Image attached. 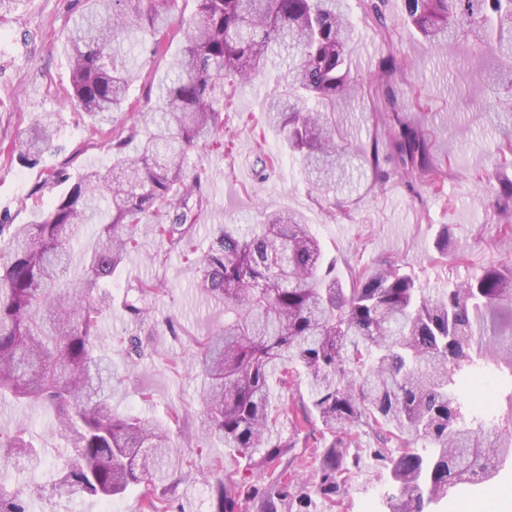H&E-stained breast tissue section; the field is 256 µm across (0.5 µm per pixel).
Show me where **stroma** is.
<instances>
[{
	"label": "stroma",
	"instance_id": "stroma-1",
	"mask_svg": "<svg viewBox=\"0 0 512 512\" xmlns=\"http://www.w3.org/2000/svg\"><path fill=\"white\" fill-rule=\"evenodd\" d=\"M354 22L350 53L353 93L336 105V125L351 156V174L325 200L304 178L299 165L284 151L282 133L269 126L264 112L275 90V77L287 76V54L272 58L264 73L236 84L224 112V127L233 145L222 154L201 145L188 157L190 173L200 175L206 203L197 215L190 242L170 248L149 224L139 225L126 260L112 276V306L101 322L98 352L112 358L122 381L112 393V408L155 423L179 411L181 429L173 438L175 451L193 455L197 467L173 472L180 512H214L209 490L213 461L239 468L234 449L203 430L204 376L193 364L194 338L207 336L224 324V307L195 287L192 260L203 256L219 225L236 224L241 231L260 221L262 210L296 211L317 234L327 256L336 260V276L349 282L354 269H371L388 261L415 275L420 287L444 288L465 281L490 262L512 264V209L493 213L501 178L512 179V164L500 166L496 148L512 133V114L497 109L485 73L499 60L489 45L463 41L440 49L428 45L407 22L402 0H387L386 25L366 16L362 0H348ZM85 0H12L0 15V222L27 224L35 218L30 196L42 186L44 203L53 202L60 187L47 178L61 166L71 175L95 166L110 172L107 137L91 120L76 112L65 98L69 60L63 44ZM196 14L194 0H176L167 23L165 55L139 50L128 92L135 109L148 111L161 102L163 86L173 78L170 68L184 45V31ZM395 60L392 96L370 98L367 89L379 79L380 67ZM44 112L60 115L53 146L34 166L12 160L10 146ZM397 112L428 135L434 153L448 172L443 185L417 182L406 186L392 179L374 183L364 150L383 133L381 116ZM275 157L262 170L257 147ZM449 226L461 258L437 259L435 243ZM156 285L157 296L145 302L147 325L141 335L144 354L128 358L119 343L134 325L125 308L136 300L139 283ZM26 426L43 453L41 466L22 468L0 458V482L21 492L30 512H102V498L66 489L60 477L70 446L56 435L53 412L42 405L23 406L0 398V432ZM373 436L361 438L362 470L350 493L333 512H365L372 491L388 492L369 455ZM512 494V471L492 482L452 493L444 512H496L498 499Z\"/></svg>",
	"mask_w": 512,
	"mask_h": 512
}]
</instances>
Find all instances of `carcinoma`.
Instances as JSON below:
<instances>
[{"instance_id":"carcinoma-1","label":"carcinoma","mask_w":512,"mask_h":512,"mask_svg":"<svg viewBox=\"0 0 512 512\" xmlns=\"http://www.w3.org/2000/svg\"><path fill=\"white\" fill-rule=\"evenodd\" d=\"M66 37L71 60L69 99L98 126L124 109L134 57L115 44L153 39L161 51L164 16L173 0H87ZM197 19L173 63L176 77L162 89L158 112L132 113L113 129L107 148L112 178L64 168L49 181L66 189L39 208L29 224H0V396L54 410L58 433L74 451L62 484L109 499L144 486L145 512H173L170 473L194 462L173 454L179 413L165 426L112 411L111 360L95 351L103 290L127 257L140 224L154 225L172 247L191 239L194 208L203 206L200 180L188 175L189 152L203 143L223 147L226 88L263 72L271 55L292 52L286 82L267 104L269 123L282 131L302 173L328 193L348 175V153L336 135V102L350 89L347 56L353 28L347 0H196ZM385 26L386 0H365ZM406 14L432 46L487 36L501 58L492 84L512 104V0H405ZM395 64L383 67L369 90L389 94ZM146 127L135 151L129 145ZM397 169L381 167L380 142L369 160L380 180L393 176L431 185L448 172L427 134L398 112L383 119ZM56 118L41 115L11 154L35 166L53 146ZM109 194L96 236L71 273L72 238L94 198ZM310 225L295 212L274 211L243 233L216 229L195 265L196 287L224 303V327L199 343L197 365L207 380L203 426L247 464L212 473L215 512H326L343 501L360 469V433L373 434L377 468L398 493L380 512H427L465 485L489 483L512 467V414L471 415L459 397L467 377L494 360L512 406V265L489 264L461 284L425 293L412 274L391 264L336 282ZM300 367L305 392L281 402L290 433H274L278 417L271 381ZM333 440L324 448L313 486L296 475L307 459L296 448L316 423ZM491 427H486V424ZM0 450L35 468L42 451L27 429L0 435ZM0 512H29L21 494L0 491Z\"/></svg>"}]
</instances>
